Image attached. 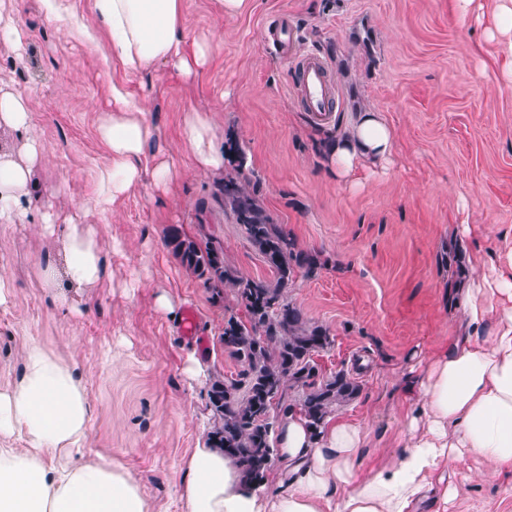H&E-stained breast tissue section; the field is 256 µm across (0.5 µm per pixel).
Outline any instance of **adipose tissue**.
<instances>
[{"label":"adipose tissue","mask_w":512,"mask_h":512,"mask_svg":"<svg viewBox=\"0 0 512 512\" xmlns=\"http://www.w3.org/2000/svg\"><path fill=\"white\" fill-rule=\"evenodd\" d=\"M47 14L68 33L98 48L106 33L110 51L126 71L144 73L165 63L185 77L198 74L207 48H183L180 0H92L88 25L69 0H43ZM107 162L96 173L97 204L108 209L151 174L163 189L175 170L167 155L151 151L155 127L148 112L121 86L111 88L110 110L98 126ZM180 141L197 169L224 168L209 113L186 112ZM392 129L378 113H360L330 147L337 178L355 179L363 164L384 165L394 153ZM42 150L27 138L23 159L0 157V223H23L21 200ZM62 231L67 280L79 288L103 279L102 244L92 224H56ZM488 262L490 273L467 276L459 291L461 336L424 362L418 396L403 416L397 439L404 454L371 470L360 455L367 433L346 420L329 421L312 437L297 415L283 418L274 489H247L236 464L210 444L192 449L180 466L184 512H426L457 493L451 470L477 456L491 474L512 473V248ZM92 407L74 368L36 342L24 351V372L0 388V512H148L139 483L104 454L83 456ZM22 437L24 447H6Z\"/></svg>","instance_id":"1"}]
</instances>
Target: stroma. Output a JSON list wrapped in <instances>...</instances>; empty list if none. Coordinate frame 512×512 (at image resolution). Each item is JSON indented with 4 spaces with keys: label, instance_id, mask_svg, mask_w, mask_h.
Listing matches in <instances>:
<instances>
[{
    "label": "stroma",
    "instance_id": "obj_1",
    "mask_svg": "<svg viewBox=\"0 0 512 512\" xmlns=\"http://www.w3.org/2000/svg\"><path fill=\"white\" fill-rule=\"evenodd\" d=\"M497 3L473 0L464 11L460 0H248L230 16L218 0H182L187 48L208 46L187 81L165 65L127 74L104 59L108 38L92 51L47 19L40 0H0L22 40L16 53L0 38V90L28 99L43 149L23 200L25 223L0 224V283L9 292L0 305V387L20 378L28 342L72 362L92 403L85 454L120 463L150 512H183L179 467L210 429L209 379L242 366L221 341L233 296L213 297L168 239L212 233L241 274L271 275L224 209L223 173L196 169L181 146L185 112L204 110L216 145L238 141L267 210L321 262L297 277L288 299L333 336L322 367L346 369L361 385L337 414L368 434L362 468L400 456L395 436L411 369L459 333L449 251L512 247V37L495 29ZM283 13L301 34L300 50L332 62L340 98L330 123L302 112L292 72L267 45L265 28ZM116 83L149 112L155 147L177 176L168 192L146 180L100 213L94 173L105 149L96 126ZM365 110L393 127L397 147L355 186L337 179L328 146ZM48 213L97 226L107 267L99 287L68 282L64 241L42 227ZM466 224L477 235L465 236ZM40 263L55 268L54 287L37 278ZM162 293L173 312L157 309ZM189 308L206 347L180 333ZM195 362L196 379L188 373ZM482 468L471 458L457 469L447 512H512V477L482 479Z\"/></svg>",
    "mask_w": 512,
    "mask_h": 512
}]
</instances>
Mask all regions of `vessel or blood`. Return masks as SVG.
<instances>
[{
    "label": "vessel or blood",
    "instance_id": "1",
    "mask_svg": "<svg viewBox=\"0 0 512 512\" xmlns=\"http://www.w3.org/2000/svg\"><path fill=\"white\" fill-rule=\"evenodd\" d=\"M267 35L275 56L297 74L292 91L303 110L317 120L330 119L336 110L337 93L329 60L316 52H298L299 31L285 17H278L269 24Z\"/></svg>",
    "mask_w": 512,
    "mask_h": 512
}]
</instances>
